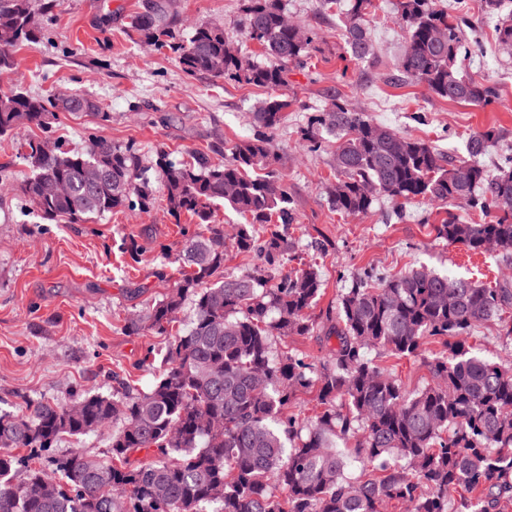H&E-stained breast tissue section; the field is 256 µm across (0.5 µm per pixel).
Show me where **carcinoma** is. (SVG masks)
Segmentation results:
<instances>
[{"label":"carcinoma","instance_id":"carcinoma-1","mask_svg":"<svg viewBox=\"0 0 512 512\" xmlns=\"http://www.w3.org/2000/svg\"><path fill=\"white\" fill-rule=\"evenodd\" d=\"M496 19V41L512 50V9L503 0H479ZM61 0H0V75L12 70L13 51L33 43ZM373 0H349L341 23L346 50L363 60L374 54L369 26ZM162 7L137 14L132 27L158 49L179 54L189 76L209 74L271 88L277 94L254 113L252 136L213 162L205 153L174 163L158 155L168 211L190 215L181 277L145 314L124 325L133 335L166 334L169 313L194 305L185 334L170 336L163 369L146 392L126 382L112 395L81 393L69 405L28 404L0 411V512H199L219 502L223 512H501L512 504V365L467 344L481 324L496 320L512 335V280L483 284L422 267L384 277L365 268L351 278L321 321L309 314L324 286L322 266L296 259L281 232L296 223L288 190L277 174L274 134L292 105L288 67L310 55L314 38L298 37L281 0H245L246 37L275 60L261 66L240 55L220 26L201 23L184 42L161 21ZM408 39L400 72L451 102L487 106L495 87L461 74L460 63L481 52L461 22L437 0H397ZM84 112L105 121L94 99L34 96L0 87V136L36 127L52 131L59 114ZM340 140L328 187L332 208L344 216L368 214L383 197L399 207L413 202H457L491 212L483 224L451 211L433 225L435 238L481 254L482 240L497 242L499 262L512 267V157L491 175L477 157L494 149L498 133L475 132L469 158L453 159L434 145L403 137L331 98L309 114L300 141L310 152L323 134ZM28 138L30 174L20 192L44 221L85 224L115 209L147 210L154 191L142 178L131 145L94 136L78 151L42 152ZM100 171L88 182L89 169ZM227 205L244 219L224 230L215 210ZM231 249L248 261L240 274L224 272ZM322 328L334 346L322 358L276 352L272 337L308 336ZM431 383L412 393L369 356L372 349L397 358L421 355ZM316 390L321 411H291L297 393ZM112 427L110 460L75 448L52 454L65 436ZM26 449L18 456L14 450ZM146 458L130 463L136 452ZM356 463L361 475H347Z\"/></svg>","mask_w":512,"mask_h":512}]
</instances>
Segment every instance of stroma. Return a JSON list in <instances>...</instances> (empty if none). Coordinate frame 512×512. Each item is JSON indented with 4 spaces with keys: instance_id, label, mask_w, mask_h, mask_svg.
Listing matches in <instances>:
<instances>
[{
    "instance_id": "35a3bbf8",
    "label": "stroma",
    "mask_w": 512,
    "mask_h": 512,
    "mask_svg": "<svg viewBox=\"0 0 512 512\" xmlns=\"http://www.w3.org/2000/svg\"><path fill=\"white\" fill-rule=\"evenodd\" d=\"M156 3L181 37H189L197 24L214 23L244 56L271 63L245 36L244 0H62L40 40L19 46L13 70L0 77L1 85L32 93L62 88L97 100L108 120L65 115L54 124L52 138L72 148L94 135L134 144L155 184L158 151L182 162L214 145L231 146L252 134L251 114L270 96L269 90L244 83L188 76L175 54L146 45L131 20ZM282 4L290 18L316 35L307 63L288 70L293 102L274 136L277 169L297 216L288 235L298 253L323 258L324 290L312 316L335 304L350 277L367 267L389 276L427 265L472 281L498 277L495 255L470 254L436 240L430 226L435 207L399 209L381 200L367 215H337L326 186L338 141L328 138L320 152L309 153L300 148L297 134L307 112L337 94L376 123L454 157L466 156L471 134L496 128L498 145L481 158L496 170L501 156L512 154V57L495 48L493 20L477 0H442L450 15L465 19L466 36L484 45L483 54L466 64L470 76L499 91L498 101L483 107L445 101L402 76L398 61L406 33L395 0H375L374 54L364 60L347 53L339 16L323 12L320 0ZM39 134L26 128L0 137V170L9 172L14 185L0 190L2 412L28 403L65 404L82 392L108 396L120 379L148 389L157 371L145 363V354L164 347L166 339L129 334L124 322L152 307L164 281L178 279L187 234L195 228L188 215L171 216L161 197L150 209L109 212L85 224L43 221L19 191L29 173L22 144ZM440 349L435 342L415 358L380 352L375 360L412 392L430 382L427 362Z\"/></svg>"
}]
</instances>
